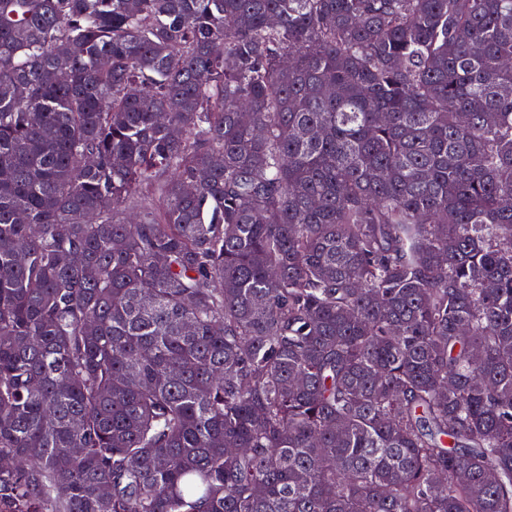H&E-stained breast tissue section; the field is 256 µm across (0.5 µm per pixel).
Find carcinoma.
I'll list each match as a JSON object with an SVG mask.
<instances>
[{
  "instance_id": "cac0c4a2",
  "label": "carcinoma",
  "mask_w": 512,
  "mask_h": 512,
  "mask_svg": "<svg viewBox=\"0 0 512 512\" xmlns=\"http://www.w3.org/2000/svg\"><path fill=\"white\" fill-rule=\"evenodd\" d=\"M510 59L512 0H0V512H512Z\"/></svg>"
}]
</instances>
